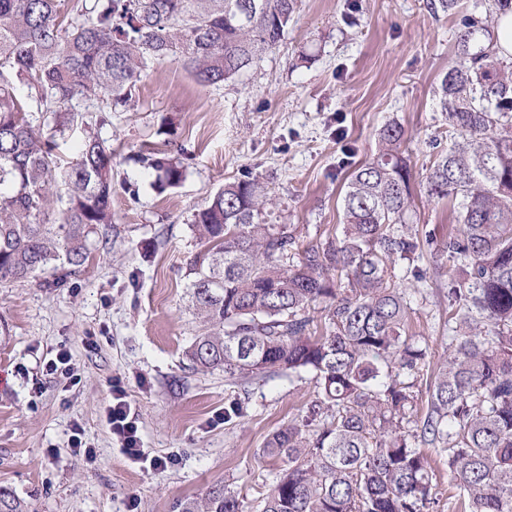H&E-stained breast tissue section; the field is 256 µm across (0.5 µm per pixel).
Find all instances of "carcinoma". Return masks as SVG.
<instances>
[{
    "mask_svg": "<svg viewBox=\"0 0 512 512\" xmlns=\"http://www.w3.org/2000/svg\"><path fill=\"white\" fill-rule=\"evenodd\" d=\"M62 0H0V282L59 288L87 260L97 226L112 223V148L96 134L61 166L55 142L31 125L37 111L75 96L106 108L132 96L152 61L174 57L201 85L245 71L275 47L297 0H93L65 23ZM461 17L459 64L435 90L461 141L436 154L428 196L460 200V228L442 250L467 261L460 287L448 281V357L435 369L421 441L448 452L467 512H512V57L499 55L496 18L512 0H433ZM378 153L354 170L343 196L340 237L304 248L286 224H262L268 204L256 179L224 184L194 213L205 248L188 263V296L205 331L186 355L197 370L243 381L269 373L314 374L320 400L310 418L266 441L278 464L261 512H428L434 471L403 420L414 396L400 377L425 352L405 330L407 303L396 266L420 255L419 238L395 225L412 206L404 130L386 124ZM155 182L175 187L182 166L156 158ZM347 279L343 288L331 272ZM326 303L320 335L309 308ZM493 334L480 335L482 323ZM0 512H29L0 486ZM177 512H246L224 482L177 504Z\"/></svg>",
    "mask_w": 512,
    "mask_h": 512,
    "instance_id": "obj_1",
    "label": "carcinoma"
}]
</instances>
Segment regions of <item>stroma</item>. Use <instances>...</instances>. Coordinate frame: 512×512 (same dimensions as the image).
<instances>
[{"label": "stroma", "instance_id": "1", "mask_svg": "<svg viewBox=\"0 0 512 512\" xmlns=\"http://www.w3.org/2000/svg\"><path fill=\"white\" fill-rule=\"evenodd\" d=\"M429 0H361L353 21L346 0H298L282 41L235 79L197 84L175 58L150 64L131 99L108 115L73 98L76 115L53 134L60 163L98 132L112 149V221L92 236L91 254L64 287L0 282V486L30 512H174L217 481L257 512L277 465L262 455L269 436L298 423L318 393L311 374H273L241 386L223 371H196L186 351L199 329L188 302L186 265L202 244L194 212L224 183L259 180L272 203L261 220L293 227L300 246L326 243L343 221L353 170L373 158L389 121L406 131L402 150L414 174L405 222L430 236L417 267L396 274L406 292V329L427 356L415 380L424 417L426 378L448 355V279L458 263L437 247L455 225L452 201L428 197L424 182L437 152L454 143L435 88L456 66L459 20L434 15ZM178 158L184 179L158 189L142 161ZM67 349L76 383L44 376ZM121 377L146 453L181 458L164 472L135 463L113 437L105 409L109 381ZM241 417L214 424L231 401ZM80 424L93 459L74 455Z\"/></svg>", "mask_w": 512, "mask_h": 512}]
</instances>
